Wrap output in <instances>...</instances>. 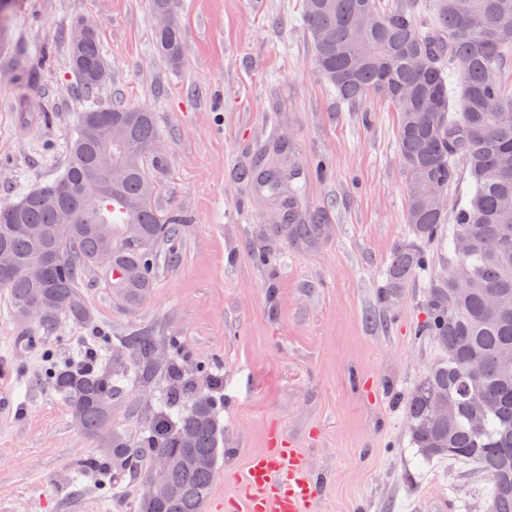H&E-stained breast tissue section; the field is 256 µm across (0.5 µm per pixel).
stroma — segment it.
I'll return each mask as SVG.
<instances>
[{"mask_svg": "<svg viewBox=\"0 0 512 512\" xmlns=\"http://www.w3.org/2000/svg\"><path fill=\"white\" fill-rule=\"evenodd\" d=\"M149 0H13L0 22V203L63 168L78 117L66 34L91 21L110 80L93 104L152 112L160 162L148 165L164 211L185 217L159 248L152 287L117 302L101 268L85 274L89 325L53 335L20 323L0 289V512H134L126 474L83 472L100 451L44 372L45 351L78 367L86 351L128 336L177 340L182 375L223 397L224 454L211 501L242 512L249 458L284 442L319 485L312 512H490L487 477L419 462L402 400L439 357L414 335L430 277L384 302L394 247L410 241L398 115L370 97L340 102L312 62L300 0H176L185 55L156 50ZM291 145L273 154L274 143ZM299 168L302 207L322 231L296 239L281 208L252 191L261 176ZM266 248V260L253 253ZM207 364L224 378L197 373ZM173 384L159 367L136 395L112 399V426L141 441Z\"/></svg>", "mask_w": 512, "mask_h": 512, "instance_id": "obj_1", "label": "stroma"}]
</instances>
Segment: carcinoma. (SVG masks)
I'll return each mask as SVG.
<instances>
[{
	"instance_id": "1",
	"label": "carcinoma",
	"mask_w": 512,
	"mask_h": 512,
	"mask_svg": "<svg viewBox=\"0 0 512 512\" xmlns=\"http://www.w3.org/2000/svg\"><path fill=\"white\" fill-rule=\"evenodd\" d=\"M302 16L316 68L337 97L354 107L377 95L398 113L397 147L408 180L411 233L443 243L447 273L430 280L416 328L440 357L404 401L411 444L425 461L448 459L484 473L491 484L492 512H512V377L499 372L500 362L512 354V210L504 206L512 198V90L501 82L504 60L512 55V0H438L437 20L427 28L419 24L414 0H303ZM154 43L172 65L182 63L177 25L154 30ZM69 60L77 77L71 94L93 97L105 84L97 77L104 61L97 35L79 48L69 44ZM91 113L122 123L112 147L109 191L87 181L96 156L85 133ZM157 139L152 113L145 109L91 107L82 113L62 171L44 183L79 185L82 191L48 201L39 186L20 197L17 213L0 211V251L16 264L30 260L41 244L55 255L49 281L40 287L0 268V288L13 312L35 299L48 303L37 325L43 335H51L63 318L90 322L82 277L104 249L114 256L112 269L104 271L107 283L116 272L133 291L151 288L157 248L183 223L180 215L163 213L155 203L147 158ZM463 179L469 190L451 210L436 212L421 204L422 191L455 190ZM116 199L126 209L121 231L103 219ZM288 224L302 238L319 233L316 222L303 220L291 200ZM462 263L471 268V288L450 310L448 293ZM431 265L430 256L415 245L396 247L382 299L400 296ZM490 292L501 294V310L486 309ZM473 359L483 367L477 385L468 372ZM158 363L154 337L141 334L128 337L119 353L91 354L80 368L55 366L49 379L79 429L105 448L83 470L121 471L142 461L136 476L143 482L164 457L168 487L137 500L136 512H203L224 454L221 403L179 382L148 423L143 443L133 445L111 427L112 396L132 389ZM472 392L483 400L477 409L469 402ZM440 403L448 405V415L436 418L433 409ZM475 416L484 421L480 433L471 427Z\"/></svg>"
}]
</instances>
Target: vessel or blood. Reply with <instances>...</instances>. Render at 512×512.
Here are the masks:
<instances>
[{
	"label": "vessel or blood",
	"mask_w": 512,
	"mask_h": 512,
	"mask_svg": "<svg viewBox=\"0 0 512 512\" xmlns=\"http://www.w3.org/2000/svg\"><path fill=\"white\" fill-rule=\"evenodd\" d=\"M318 496L295 448H271L248 461L242 488L245 512H309Z\"/></svg>",
	"instance_id": "obj_1"
}]
</instances>
